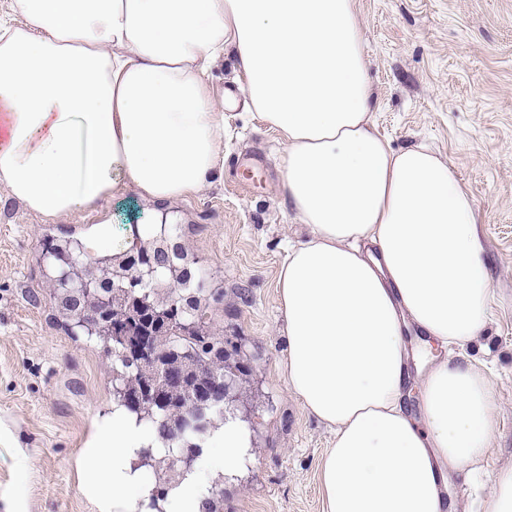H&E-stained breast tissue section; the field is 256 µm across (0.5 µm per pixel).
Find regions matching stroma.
<instances>
[{
    "label": "stroma",
    "mask_w": 512,
    "mask_h": 512,
    "mask_svg": "<svg viewBox=\"0 0 512 512\" xmlns=\"http://www.w3.org/2000/svg\"><path fill=\"white\" fill-rule=\"evenodd\" d=\"M376 132L396 150L423 144L473 198L494 301L466 350L492 370L499 425L478 479L452 478L455 512H482L498 470L512 468V0H357ZM224 168L184 201L142 198L133 184L95 211L50 223L0 190V512H97L75 460L112 410V360L69 329L46 288L45 241L79 240L94 256L126 251L130 227L172 218L204 284L224 292L207 318L251 373L230 417L248 450L224 476V512H322L318 463L332 434L286 386L288 338L277 276L294 221L274 130L244 103L224 111ZM261 154L256 194L239 166Z\"/></svg>",
    "instance_id": "obj_1"
}]
</instances>
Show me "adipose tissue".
Here are the masks:
<instances>
[{"label":"adipose tissue","instance_id":"obj_1","mask_svg":"<svg viewBox=\"0 0 512 512\" xmlns=\"http://www.w3.org/2000/svg\"><path fill=\"white\" fill-rule=\"evenodd\" d=\"M0 21V189L46 220L133 183L186 199L224 165L206 74L231 54L245 104L277 130L307 242L278 274L288 389L332 430L322 512H448V483L498 426L466 347L493 300L477 213L454 168L372 130L378 105L356 0H11ZM154 436L112 411L77 461L99 512H153L138 462ZM198 472L165 512H199Z\"/></svg>","mask_w":512,"mask_h":512}]
</instances>
